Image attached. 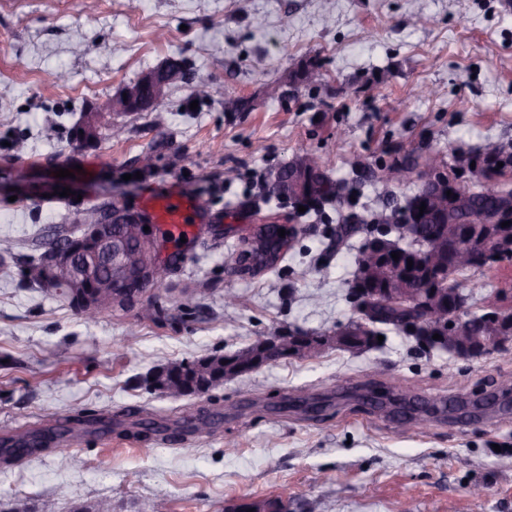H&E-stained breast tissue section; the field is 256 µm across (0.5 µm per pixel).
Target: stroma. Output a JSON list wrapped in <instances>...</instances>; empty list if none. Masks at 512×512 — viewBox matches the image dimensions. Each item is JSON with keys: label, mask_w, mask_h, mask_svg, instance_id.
Returning a JSON list of instances; mask_svg holds the SVG:
<instances>
[{"label": "stroma", "mask_w": 512, "mask_h": 512, "mask_svg": "<svg viewBox=\"0 0 512 512\" xmlns=\"http://www.w3.org/2000/svg\"><path fill=\"white\" fill-rule=\"evenodd\" d=\"M173 58L184 75L152 111L124 117L122 140L71 150L83 112ZM57 67L67 85L45 82ZM309 69L321 82L305 81ZM202 79L216 92L198 101ZM421 84L434 96L418 97ZM229 97L238 111H225ZM303 143L345 196L269 208L273 176ZM491 143H512V0H140L134 11L127 0H0V240L104 202L141 211L155 189L203 204L159 292L183 310L130 341L134 312L84 321L26 283V257L0 267V429L112 420L93 442L0 463V512H37L47 498L57 512L103 498L112 512L147 498L160 512H228L245 498L288 512H512V403L496 384L512 353L462 358L390 331L364 352L279 360L200 396L136 383L270 331L347 323L359 247L423 182L420 167L398 185L385 171ZM61 168L75 177H55ZM342 213L362 224L338 251ZM266 219L301 226L294 248L274 270L231 275L240 238ZM479 278L477 304L512 308V266ZM228 290L237 307H225ZM131 410L166 424L163 440L133 436ZM202 411L212 431L188 432Z\"/></svg>", "instance_id": "1"}]
</instances>
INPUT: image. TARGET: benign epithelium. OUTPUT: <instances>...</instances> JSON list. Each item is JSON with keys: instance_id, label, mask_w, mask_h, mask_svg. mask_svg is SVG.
Masks as SVG:
<instances>
[{"instance_id": "benign-epithelium-1", "label": "benign epithelium", "mask_w": 512, "mask_h": 512, "mask_svg": "<svg viewBox=\"0 0 512 512\" xmlns=\"http://www.w3.org/2000/svg\"><path fill=\"white\" fill-rule=\"evenodd\" d=\"M178 74L171 64L143 75L134 85L115 93L101 109L112 116L139 112L146 100L158 101L166 86ZM100 113H86L75 131L74 144L83 148L96 141L100 134ZM425 179L440 184V192L448 191V172L436 163L426 168ZM434 228V248L427 263L417 262L412 268L401 263L386 267L389 287L384 295L395 303L406 302L413 314L405 317L400 329L420 340L427 349H439L456 354L467 350L482 354L496 349L504 351L512 342V320L495 308L471 321L461 316H448V305L441 289L433 287L446 268L448 242L460 239L477 244L474 251H461L457 262L475 263L476 257L489 264L495 257L512 254V226H501L512 221V204L504 205L498 220L485 224L448 225V212L431 214ZM149 230H144V227ZM393 248V241L383 237L367 240V259L360 263L359 278L352 282L351 294L355 308L379 318L370 310L373 296L366 282L379 275L381 260ZM169 245L162 243L154 230L150 216L144 212L116 208L104 212L94 224H85L81 235L54 244L43 262L29 269V277L51 294H63L84 316H94L109 309L136 308L148 305V287L155 283L166 268ZM439 334L442 339L433 338ZM349 335L341 329L327 333L279 331L273 336L260 338L254 354L247 358L224 355V379L244 375L241 362L265 366L278 359L284 350L299 354H312L329 346L348 348ZM200 362L188 361L178 366L158 369L151 374L148 388L175 391L178 377L199 368Z\"/></svg>"}]
</instances>
